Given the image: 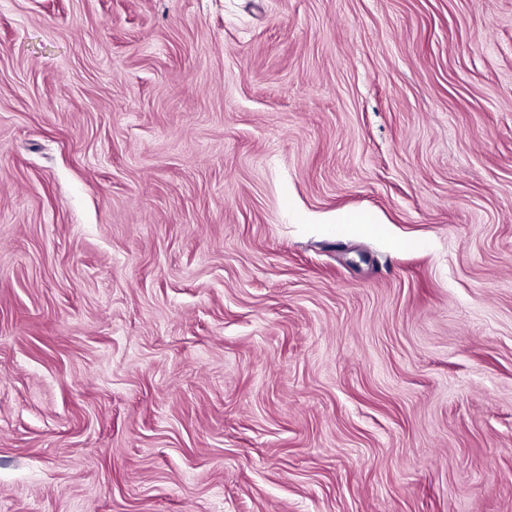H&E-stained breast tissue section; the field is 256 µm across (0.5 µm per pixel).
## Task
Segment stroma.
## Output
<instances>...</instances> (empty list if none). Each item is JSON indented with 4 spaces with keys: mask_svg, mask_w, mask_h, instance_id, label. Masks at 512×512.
I'll return each mask as SVG.
<instances>
[{
    "mask_svg": "<svg viewBox=\"0 0 512 512\" xmlns=\"http://www.w3.org/2000/svg\"><path fill=\"white\" fill-rule=\"evenodd\" d=\"M0 512H512V0H0Z\"/></svg>",
    "mask_w": 512,
    "mask_h": 512,
    "instance_id": "stroma-1",
    "label": "stroma"
}]
</instances>
